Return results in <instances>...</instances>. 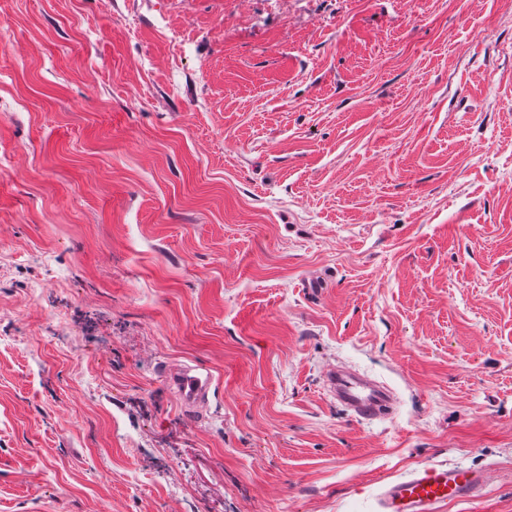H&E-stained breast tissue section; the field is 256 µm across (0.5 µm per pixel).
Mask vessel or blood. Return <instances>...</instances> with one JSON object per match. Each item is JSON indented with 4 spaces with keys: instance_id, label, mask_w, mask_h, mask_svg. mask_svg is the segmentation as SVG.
I'll list each match as a JSON object with an SVG mask.
<instances>
[{
    "instance_id": "1",
    "label": "vessel or blood",
    "mask_w": 512,
    "mask_h": 512,
    "mask_svg": "<svg viewBox=\"0 0 512 512\" xmlns=\"http://www.w3.org/2000/svg\"><path fill=\"white\" fill-rule=\"evenodd\" d=\"M167 387L177 389L185 412H198L208 400L210 375L190 366L173 365L164 372ZM325 384L337 403L357 419H372L389 413L392 400L387 391L350 372L330 369ZM482 473L450 466H426L410 478L383 485L378 494L379 512H434L437 505L483 496Z\"/></svg>"
}]
</instances>
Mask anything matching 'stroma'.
Masks as SVG:
<instances>
[{
  "mask_svg": "<svg viewBox=\"0 0 512 512\" xmlns=\"http://www.w3.org/2000/svg\"><path fill=\"white\" fill-rule=\"evenodd\" d=\"M440 464L512 512V0H0V512H378ZM164 377L167 387H175L181 395L185 412H198L206 404L212 384L209 374L203 375L190 366L173 365L165 368ZM325 384L336 402L357 419L385 416L392 408L387 391L350 372L331 368L326 373Z\"/></svg>",
  "mask_w": 512,
  "mask_h": 512,
  "instance_id": "obj_1",
  "label": "stroma"
}]
</instances>
